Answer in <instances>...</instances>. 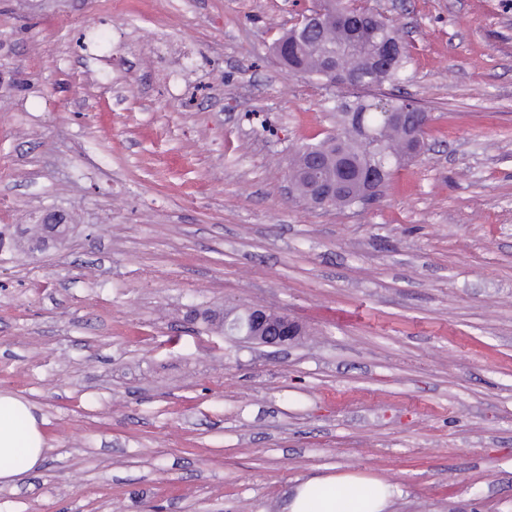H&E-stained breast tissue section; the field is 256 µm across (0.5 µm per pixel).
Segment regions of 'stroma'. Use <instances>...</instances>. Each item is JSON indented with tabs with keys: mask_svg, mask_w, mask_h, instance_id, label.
<instances>
[{
	"mask_svg": "<svg viewBox=\"0 0 512 512\" xmlns=\"http://www.w3.org/2000/svg\"><path fill=\"white\" fill-rule=\"evenodd\" d=\"M412 48L381 89L433 116L359 209L293 151L344 88L272 43L295 0H0V393L45 420L0 512H283L344 471L390 512H512V0H371ZM262 306L285 350L206 315ZM34 218L36 223L39 224H30L27 227L26 232L30 237L29 239L38 240L42 238L45 230L42 224L46 226V234L39 244L32 247V252L38 251L50 243H57L65 239L69 231V224H66L67 220L63 215L49 212L39 216L35 215Z\"/></svg>",
	"mask_w": 512,
	"mask_h": 512,
	"instance_id": "35a3bbf8",
	"label": "stroma"
}]
</instances>
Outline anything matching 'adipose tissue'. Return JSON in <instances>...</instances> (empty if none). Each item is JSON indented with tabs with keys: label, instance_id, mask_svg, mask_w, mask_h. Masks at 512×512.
<instances>
[{
	"label": "adipose tissue",
	"instance_id": "ef3b65f1",
	"mask_svg": "<svg viewBox=\"0 0 512 512\" xmlns=\"http://www.w3.org/2000/svg\"><path fill=\"white\" fill-rule=\"evenodd\" d=\"M34 405L0 395V483L36 469L47 441ZM396 489L390 483L354 472L315 478L296 485L287 512H388Z\"/></svg>",
	"mask_w": 512,
	"mask_h": 512
}]
</instances>
